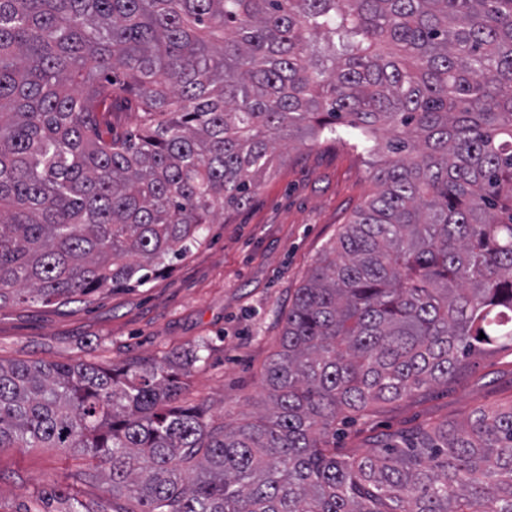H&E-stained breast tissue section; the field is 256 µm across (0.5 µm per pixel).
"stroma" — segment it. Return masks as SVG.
Wrapping results in <instances>:
<instances>
[{"label":"stroma","mask_w":512,"mask_h":512,"mask_svg":"<svg viewBox=\"0 0 512 512\" xmlns=\"http://www.w3.org/2000/svg\"><path fill=\"white\" fill-rule=\"evenodd\" d=\"M292 141L277 153L249 203L217 214L205 242L142 286L0 308V360L119 364L160 359L208 341L206 362L185 380L182 400L208 404L215 423H236L269 402L264 369L278 350L282 313L375 192L370 168L348 142ZM512 399V356L470 359L464 377L421 396L382 403L373 421L345 418L336 440L356 454L370 436L466 420ZM62 448L0 450V512H23L30 495L94 468Z\"/></svg>","instance_id":"35a3bbf8"}]
</instances>
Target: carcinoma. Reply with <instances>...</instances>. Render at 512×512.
I'll use <instances>...</instances> for the list:
<instances>
[{"label": "carcinoma", "instance_id": "obj_1", "mask_svg": "<svg viewBox=\"0 0 512 512\" xmlns=\"http://www.w3.org/2000/svg\"><path fill=\"white\" fill-rule=\"evenodd\" d=\"M344 123L376 192L296 289L265 412L180 403L196 351L0 362V448L109 465L112 512H512V401L336 446L340 412L512 352V0H0V304L146 283ZM92 477L25 512H92Z\"/></svg>", "mask_w": 512, "mask_h": 512}]
</instances>
